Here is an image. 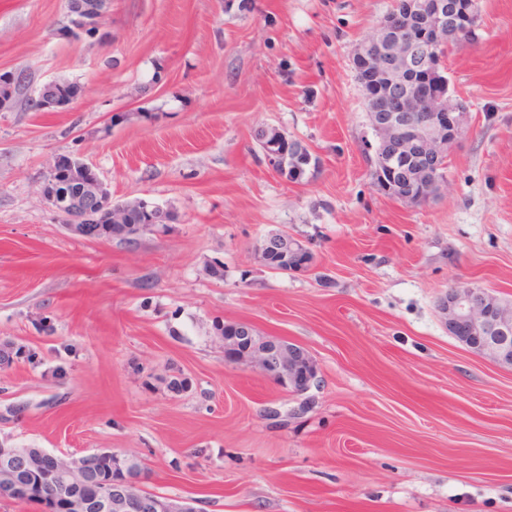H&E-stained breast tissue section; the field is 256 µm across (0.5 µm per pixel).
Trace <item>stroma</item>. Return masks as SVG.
<instances>
[{
    "instance_id": "1",
    "label": "stroma",
    "mask_w": 512,
    "mask_h": 512,
    "mask_svg": "<svg viewBox=\"0 0 512 512\" xmlns=\"http://www.w3.org/2000/svg\"><path fill=\"white\" fill-rule=\"evenodd\" d=\"M392 6L112 0L74 39L66 0H0V73L82 88L0 112V343L33 354L0 366V412L19 410L1 442L136 458L144 490L198 512H512V369L436 308L459 284L512 299V0H478L448 53L466 134L447 191L415 207L372 183L352 65ZM260 126L308 145L314 177L273 173ZM62 154L172 222L131 248L73 236L39 191ZM275 232L308 244L311 271L263 264ZM225 321L305 348L318 387L294 398L225 364ZM28 92H29V89H27L23 93L21 100L25 99L27 101V103H29L30 107L32 109H34L35 111H40V109H41L44 112L58 111L59 109H62L64 107L68 106L69 104L73 103L75 100L78 99V97L80 95V93L78 92L74 95L64 94L63 96H60V95L53 96V97L46 96L43 99L40 97V99H39V101L41 103V107H40V103L37 100H34L31 97H29Z\"/></svg>"
}]
</instances>
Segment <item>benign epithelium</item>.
<instances>
[{
	"label": "benign epithelium",
	"mask_w": 512,
	"mask_h": 512,
	"mask_svg": "<svg viewBox=\"0 0 512 512\" xmlns=\"http://www.w3.org/2000/svg\"><path fill=\"white\" fill-rule=\"evenodd\" d=\"M77 6L68 12L73 34L94 35L101 18L78 26ZM447 3L445 0H398L378 24L375 33L364 39L352 57V65L363 73L362 91L371 104V126L386 148L384 163L370 164L372 181L383 195L405 205L429 202L447 189L444 169L450 152L466 132L460 106L448 101L447 91L430 87L429 71L411 59L415 48L432 49L448 45ZM30 83L22 70L0 78V112L15 107V89ZM413 87V95L400 93ZM79 94L47 96L41 110L55 112L77 100ZM78 215L68 230L86 240H106V229L98 214L112 208L96 191L76 197ZM283 245L266 238L259 250L283 254L272 270L280 273L307 271L312 252L300 239L283 235ZM437 309L448 334L472 352L503 368L512 369V300L478 285L454 286L442 292ZM224 345V361L259 370L291 396H302L319 385V369L303 347L284 338L254 336L243 332L237 322L224 323L219 334ZM28 455L0 444V496L12 498L23 489L17 477L22 466L54 488L65 483L62 512H198L191 501H172L146 495L126 478L112 480V487L95 497L86 493L89 464L73 456L53 455L43 464H27Z\"/></svg>",
	"instance_id": "7a95c632"
}]
</instances>
